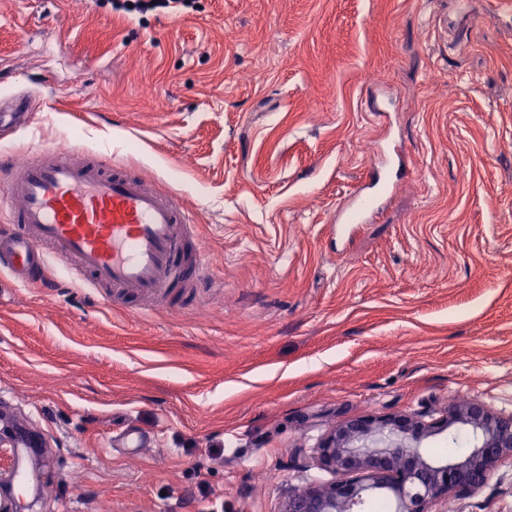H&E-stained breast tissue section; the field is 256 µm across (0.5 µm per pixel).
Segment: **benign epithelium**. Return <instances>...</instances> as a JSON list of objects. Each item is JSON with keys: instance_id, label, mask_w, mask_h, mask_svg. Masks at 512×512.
I'll use <instances>...</instances> for the list:
<instances>
[{"instance_id": "obj_1", "label": "benign epithelium", "mask_w": 512, "mask_h": 512, "mask_svg": "<svg viewBox=\"0 0 512 512\" xmlns=\"http://www.w3.org/2000/svg\"><path fill=\"white\" fill-rule=\"evenodd\" d=\"M466 432L471 446L459 458L436 459L425 443L444 433ZM512 462V415L455 401L438 418L358 416L333 428L312 463L337 479L292 487L279 512H366L378 495L393 512H431L449 495L471 496L502 464Z\"/></svg>"}]
</instances>
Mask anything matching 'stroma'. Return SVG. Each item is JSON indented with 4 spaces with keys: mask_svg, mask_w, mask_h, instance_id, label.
<instances>
[{
    "mask_svg": "<svg viewBox=\"0 0 512 512\" xmlns=\"http://www.w3.org/2000/svg\"><path fill=\"white\" fill-rule=\"evenodd\" d=\"M234 39H227L226 29ZM19 155L85 147L159 179L215 286L114 305L52 263L0 276V408L36 421L25 512H279L331 481L319 439L361 416L512 415V16L495 0H0ZM394 171L384 210L336 231ZM134 429L152 439L110 447ZM82 471L81 486L71 475ZM436 512H512V465ZM195 2L194 0H113L112 6L116 10L146 14L148 12H172L181 8H192ZM128 4H131L132 8H129ZM30 101L16 95L0 99V128L12 129L24 126L29 121Z\"/></svg>",
    "mask_w": 512,
    "mask_h": 512,
    "instance_id": "1",
    "label": "stroma"
}]
</instances>
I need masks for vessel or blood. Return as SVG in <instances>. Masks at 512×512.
Masks as SVG:
<instances>
[{
  "instance_id": "b4317fda",
  "label": "vessel or blood",
  "mask_w": 512,
  "mask_h": 512,
  "mask_svg": "<svg viewBox=\"0 0 512 512\" xmlns=\"http://www.w3.org/2000/svg\"><path fill=\"white\" fill-rule=\"evenodd\" d=\"M29 112L28 98H1L0 128L26 125ZM389 188L386 182L374 191L359 187L352 223H366ZM194 226L176 194L97 151L44 148L0 157V266L16 285L42 281L54 258L91 287L181 308L200 300L211 277L204 248L187 247ZM31 437L22 428L8 444L12 465L0 475V512H13L17 489L29 481Z\"/></svg>"
}]
</instances>
